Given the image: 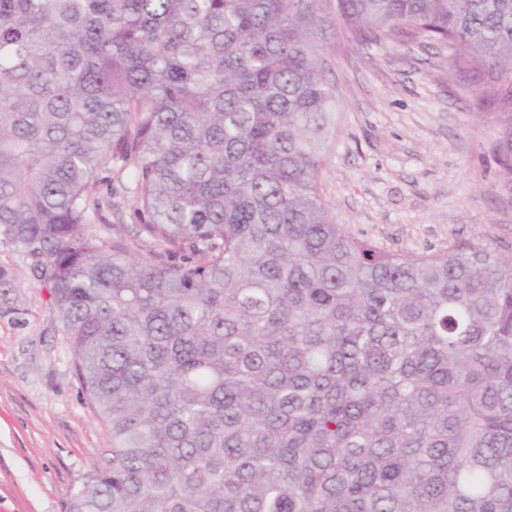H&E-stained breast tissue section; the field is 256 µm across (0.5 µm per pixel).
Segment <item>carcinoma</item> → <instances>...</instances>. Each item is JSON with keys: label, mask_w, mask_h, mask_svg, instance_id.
<instances>
[{"label": "carcinoma", "mask_w": 512, "mask_h": 512, "mask_svg": "<svg viewBox=\"0 0 512 512\" xmlns=\"http://www.w3.org/2000/svg\"><path fill=\"white\" fill-rule=\"evenodd\" d=\"M334 34L447 47L512 185V0H0V243L112 447L68 512H512V250L334 221ZM111 162L189 253L97 236Z\"/></svg>", "instance_id": "cac0c4a2"}]
</instances>
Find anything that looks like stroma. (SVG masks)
<instances>
[{
    "label": "stroma",
    "instance_id": "stroma-1",
    "mask_svg": "<svg viewBox=\"0 0 512 512\" xmlns=\"http://www.w3.org/2000/svg\"><path fill=\"white\" fill-rule=\"evenodd\" d=\"M324 54L340 94L321 172L323 199L345 232L393 253L431 255L496 236L512 246V186L497 176L492 111L433 44L356 45L336 35ZM94 196L98 235L144 259L130 176L105 168ZM18 314L0 308V512H67L71 489L105 467V423L78 379L69 344L23 250L0 245Z\"/></svg>",
    "mask_w": 512,
    "mask_h": 512
}]
</instances>
